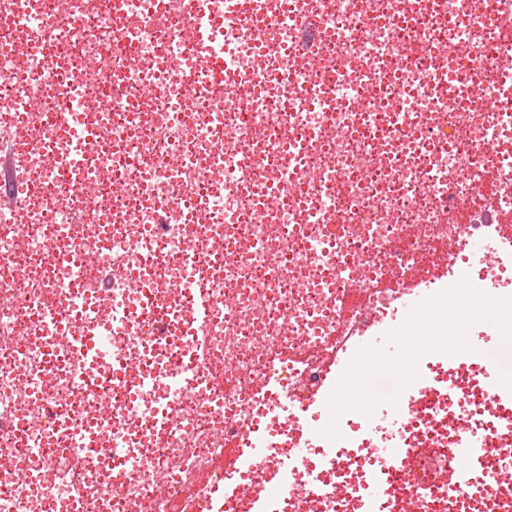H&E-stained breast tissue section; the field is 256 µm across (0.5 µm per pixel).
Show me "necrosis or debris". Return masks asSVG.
Masks as SVG:
<instances>
[{"instance_id": "necrosis-or-debris-1", "label": "necrosis or debris", "mask_w": 512, "mask_h": 512, "mask_svg": "<svg viewBox=\"0 0 512 512\" xmlns=\"http://www.w3.org/2000/svg\"><path fill=\"white\" fill-rule=\"evenodd\" d=\"M207 3L204 41L186 0H0V191L20 196L0 210V512H211L268 390L335 405L323 357L393 327L401 286L443 311L466 274L459 303L512 335V0ZM216 57L222 81L188 95ZM198 301L207 321L167 318ZM57 316L139 368L138 400ZM174 337L200 363L175 392ZM497 402L441 390L417 410L409 512L512 496ZM460 421L498 450L465 486ZM376 461L293 472L288 512H352Z\"/></svg>"}]
</instances>
